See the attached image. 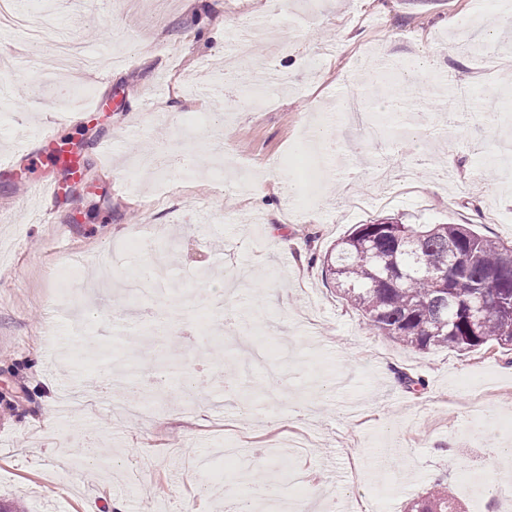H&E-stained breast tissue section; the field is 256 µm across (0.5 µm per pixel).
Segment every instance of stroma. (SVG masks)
Returning a JSON list of instances; mask_svg holds the SVG:
<instances>
[{
  "label": "stroma",
  "instance_id": "1",
  "mask_svg": "<svg viewBox=\"0 0 512 512\" xmlns=\"http://www.w3.org/2000/svg\"><path fill=\"white\" fill-rule=\"evenodd\" d=\"M0 22V497L25 512H226L268 471L302 512H408L435 481L462 512L512 498V351H418L369 329L325 276L356 225L467 224L512 242V39L497 0H9ZM269 35L240 59L270 70L262 110L202 98L243 24ZM418 68L416 111L372 87L358 59ZM103 97L68 123L56 83ZM471 90L487 125L452 115ZM180 99L178 115L167 106ZM341 143L331 156L310 131ZM30 139L19 144L18 128ZM196 174L139 168L159 142L201 134ZM111 138L110 155L97 143ZM80 155L62 200L45 139ZM385 179L386 206L349 208ZM495 210L499 221L487 223ZM290 240L281 249V240ZM165 291L125 296L139 262ZM203 325L167 336L187 309ZM166 373L143 417L117 420L104 391ZM394 379H387V372ZM418 379L408 388L403 376ZM51 412L52 426L42 422ZM394 457L383 467V457Z\"/></svg>",
  "mask_w": 512,
  "mask_h": 512
}]
</instances>
